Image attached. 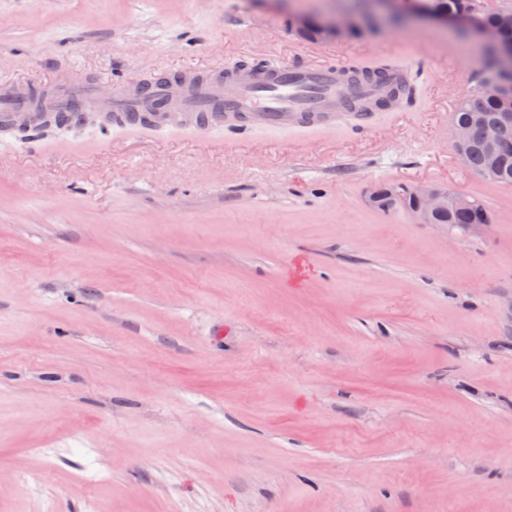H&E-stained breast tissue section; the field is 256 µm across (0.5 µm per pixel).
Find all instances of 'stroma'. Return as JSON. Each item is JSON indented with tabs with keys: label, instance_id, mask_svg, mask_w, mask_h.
<instances>
[{
	"label": "stroma",
	"instance_id": "obj_1",
	"mask_svg": "<svg viewBox=\"0 0 512 512\" xmlns=\"http://www.w3.org/2000/svg\"><path fill=\"white\" fill-rule=\"evenodd\" d=\"M343 0H0V81L311 62ZM397 42L368 127L0 134V512H512V185L455 150L477 43ZM456 51L457 64L440 61ZM434 183L491 221L369 204Z\"/></svg>",
	"mask_w": 512,
	"mask_h": 512
}]
</instances>
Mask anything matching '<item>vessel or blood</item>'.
I'll use <instances>...</instances> for the list:
<instances>
[{"label": "vessel or blood", "instance_id": "vessel-or-blood-1", "mask_svg": "<svg viewBox=\"0 0 512 512\" xmlns=\"http://www.w3.org/2000/svg\"><path fill=\"white\" fill-rule=\"evenodd\" d=\"M347 90L336 66L324 59L298 67L266 60L249 80L224 78L204 71L164 75L130 90L105 94L97 81L65 84L45 97L30 84L0 82V131H38L45 123L88 112L105 126L162 127L179 123L199 132L233 123L265 128H307L358 122L368 113L343 111Z\"/></svg>", "mask_w": 512, "mask_h": 512}]
</instances>
